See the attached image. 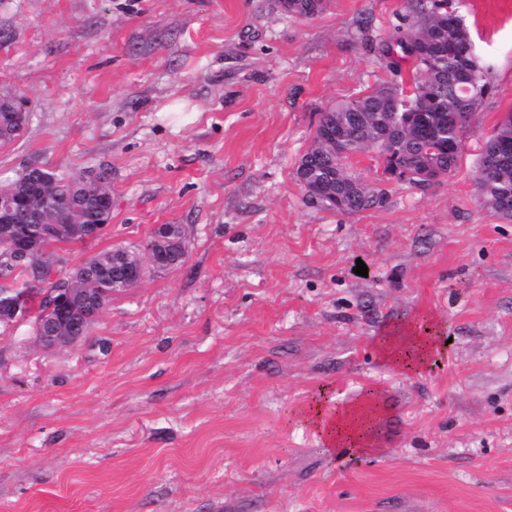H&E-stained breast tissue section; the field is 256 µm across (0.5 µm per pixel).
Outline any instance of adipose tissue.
Returning a JSON list of instances; mask_svg holds the SVG:
<instances>
[{
  "mask_svg": "<svg viewBox=\"0 0 512 512\" xmlns=\"http://www.w3.org/2000/svg\"><path fill=\"white\" fill-rule=\"evenodd\" d=\"M441 321L431 315L408 318L389 326L379 350L383 361L410 373L426 368L436 352ZM386 407L379 391L371 390L349 404L327 410L318 401L306 407L303 419L331 452L349 448L357 454H373L385 419Z\"/></svg>",
  "mask_w": 512,
  "mask_h": 512,
  "instance_id": "1",
  "label": "adipose tissue"
}]
</instances>
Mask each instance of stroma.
Returning <instances> with one entry per match:
<instances>
[{
    "label": "stroma",
    "instance_id": "obj_1",
    "mask_svg": "<svg viewBox=\"0 0 512 512\" xmlns=\"http://www.w3.org/2000/svg\"><path fill=\"white\" fill-rule=\"evenodd\" d=\"M456 7L494 65L457 170L422 190L360 155L385 198L343 214L306 202L298 161L326 108L413 86L380 57L404 0H0V91L30 114L0 184L33 159L110 172L109 231L65 269L161 224L186 247L74 345L0 328V512H512V223L474 182L512 112V0ZM423 313L444 329L408 376L375 341ZM328 385L383 393L380 453H327L296 418Z\"/></svg>",
    "mask_w": 512,
    "mask_h": 512
}]
</instances>
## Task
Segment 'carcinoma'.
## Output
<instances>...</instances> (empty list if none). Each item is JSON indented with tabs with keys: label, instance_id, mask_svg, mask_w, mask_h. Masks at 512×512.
Here are the masks:
<instances>
[{
	"label": "carcinoma",
	"instance_id": "obj_1",
	"mask_svg": "<svg viewBox=\"0 0 512 512\" xmlns=\"http://www.w3.org/2000/svg\"><path fill=\"white\" fill-rule=\"evenodd\" d=\"M455 0H405V25L396 35L383 41L382 56L388 68L398 74L401 63L412 60L421 74L420 91L409 97L397 84L386 85L366 95L336 104L318 118L312 145L301 161H309L316 177L324 176L330 161H336V211L354 214L383 200V193L370 188L351 170L350 163L335 158L323 139L325 125L347 131L351 153L380 152L389 143L399 146L392 158L385 159L386 170L400 167L413 172L430 170L437 175L453 173L461 156L462 132L481 103L489 95L493 64L476 50L463 18L454 7ZM325 0H293L291 14L312 18L324 10ZM429 127L435 142L420 147L415 133ZM483 175L475 185L480 204L499 219L512 222V113L496 127L486 141L479 161ZM59 200L80 208L88 217L112 219L111 175L99 171L101 183L83 181L51 171ZM51 215L34 201L17 216L20 224L46 222ZM72 225L65 238L51 239L40 244L41 250L55 251L53 245L78 243L87 236L85 225ZM113 248L94 257V263L75 269L71 275L51 281L55 268L45 263L37 253L20 269L10 265L0 267V292H12L27 286L29 277L49 284L36 308L35 319L46 326L54 325L56 301L62 292L73 289L76 295L91 297L104 282H112Z\"/></svg>",
	"mask_w": 512,
	"mask_h": 512
}]
</instances>
